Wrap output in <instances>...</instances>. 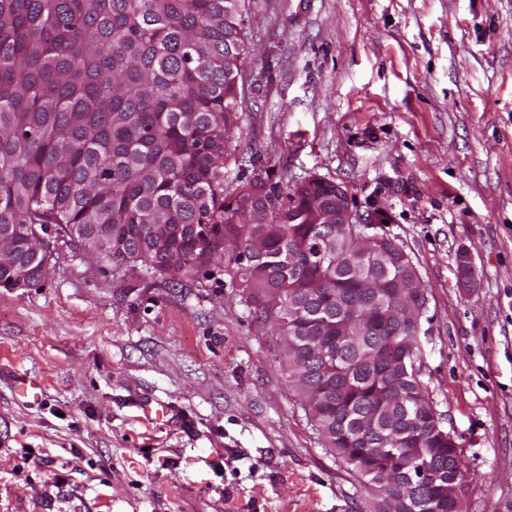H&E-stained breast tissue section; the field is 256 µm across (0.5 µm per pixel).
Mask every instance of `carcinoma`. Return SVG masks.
Wrapping results in <instances>:
<instances>
[{"label":"carcinoma","instance_id":"carcinoma-1","mask_svg":"<svg viewBox=\"0 0 512 512\" xmlns=\"http://www.w3.org/2000/svg\"><path fill=\"white\" fill-rule=\"evenodd\" d=\"M250 0H0V243L15 270L27 236L56 228L114 271L194 274L224 260L250 313L279 329L289 386L325 447L376 489L375 512H458L457 445L413 376L415 329L393 313L398 272L255 180L229 197L234 78ZM264 193L268 207L246 203ZM385 283L377 303L365 299ZM359 323L342 338L343 302Z\"/></svg>","mask_w":512,"mask_h":512}]
</instances>
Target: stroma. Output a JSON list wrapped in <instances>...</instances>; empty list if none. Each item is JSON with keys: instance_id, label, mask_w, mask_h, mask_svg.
Instances as JSON below:
<instances>
[{"instance_id": "stroma-1", "label": "stroma", "mask_w": 512, "mask_h": 512, "mask_svg": "<svg viewBox=\"0 0 512 512\" xmlns=\"http://www.w3.org/2000/svg\"><path fill=\"white\" fill-rule=\"evenodd\" d=\"M244 32L225 190L319 175L383 213L425 287L422 381L462 510L512 512V0H251ZM43 241L40 282L0 287V512L371 506L223 263L121 276Z\"/></svg>"}]
</instances>
